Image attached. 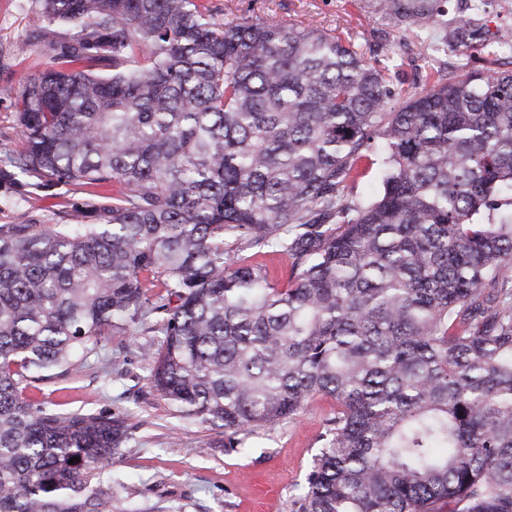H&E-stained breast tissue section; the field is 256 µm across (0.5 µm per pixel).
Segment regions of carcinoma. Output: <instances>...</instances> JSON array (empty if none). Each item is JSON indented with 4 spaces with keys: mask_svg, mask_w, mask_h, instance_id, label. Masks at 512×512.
<instances>
[{
    "mask_svg": "<svg viewBox=\"0 0 512 512\" xmlns=\"http://www.w3.org/2000/svg\"><path fill=\"white\" fill-rule=\"evenodd\" d=\"M446 3L362 7L406 32ZM41 10L56 66L22 89L0 181L87 199L0 224V512H112L127 419L30 394L112 336L226 448L335 401L292 512H512V71L389 109L388 69L332 31L201 0ZM380 142L383 192L353 203Z\"/></svg>",
    "mask_w": 512,
    "mask_h": 512,
    "instance_id": "cac0c4a2",
    "label": "carcinoma"
}]
</instances>
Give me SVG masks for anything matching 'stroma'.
<instances>
[{
    "instance_id": "stroma-1",
    "label": "stroma",
    "mask_w": 512,
    "mask_h": 512,
    "mask_svg": "<svg viewBox=\"0 0 512 512\" xmlns=\"http://www.w3.org/2000/svg\"><path fill=\"white\" fill-rule=\"evenodd\" d=\"M208 3L223 22L259 14L352 36L365 58L388 67L392 107L423 87L430 75L512 70V54L492 46L466 50L454 45L447 53L426 55L419 37L391 30L381 18L360 11L354 0ZM45 24L39 0H0V157L21 144L24 83L53 64L32 38ZM84 201L82 190L69 184L20 189L2 182L0 224H54L62 212ZM37 396L62 412L129 415L130 437L112 457V512H291V496L304 481L335 408L332 400L315 398L300 417L260 430L238 452L225 447L222 430L176 415L151 392L137 350L115 339L100 354L41 383Z\"/></svg>"
}]
</instances>
